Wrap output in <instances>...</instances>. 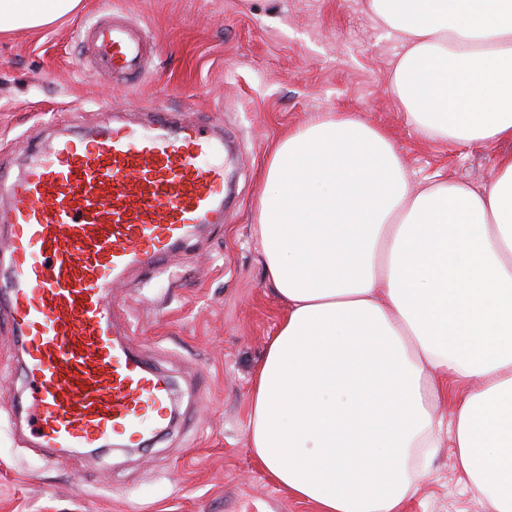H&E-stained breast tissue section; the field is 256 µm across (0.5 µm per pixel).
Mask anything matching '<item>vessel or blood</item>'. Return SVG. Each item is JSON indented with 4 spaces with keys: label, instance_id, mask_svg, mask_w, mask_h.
Returning <instances> with one entry per match:
<instances>
[{
    "label": "vessel or blood",
    "instance_id": "b4317fda",
    "mask_svg": "<svg viewBox=\"0 0 512 512\" xmlns=\"http://www.w3.org/2000/svg\"><path fill=\"white\" fill-rule=\"evenodd\" d=\"M84 39L97 67L139 75L141 27L114 14ZM224 138L203 122L157 109L119 117L0 166L9 199L0 319L24 360L19 402L45 460L66 448H140L174 422L173 388L115 323L112 290L129 272L163 274L200 229L224 221Z\"/></svg>",
    "mask_w": 512,
    "mask_h": 512
}]
</instances>
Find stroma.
<instances>
[{"instance_id":"obj_1","label":"stroma","mask_w":512,"mask_h":512,"mask_svg":"<svg viewBox=\"0 0 512 512\" xmlns=\"http://www.w3.org/2000/svg\"><path fill=\"white\" fill-rule=\"evenodd\" d=\"M146 29L144 75L107 76L84 62L81 33L104 9L83 0L37 31L0 34V161L20 165L34 135L82 128L105 110L132 120L164 106L233 140L236 199L160 277L113 289L127 343L170 380L177 417L135 450H76L48 465L14 405L21 353L0 322V512H315L278 488L248 449V395L288 308L266 274L257 216L267 160L288 131L322 112L387 132L412 183L482 186L497 145L432 140L391 91L401 47L367 0H112ZM402 512H477L453 449L438 450Z\"/></svg>"}]
</instances>
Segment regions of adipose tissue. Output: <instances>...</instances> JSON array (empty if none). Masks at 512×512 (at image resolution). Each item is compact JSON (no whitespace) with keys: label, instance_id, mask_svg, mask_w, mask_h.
I'll return each instance as SVG.
<instances>
[{"label":"adipose tissue","instance_id":"obj_1","mask_svg":"<svg viewBox=\"0 0 512 512\" xmlns=\"http://www.w3.org/2000/svg\"><path fill=\"white\" fill-rule=\"evenodd\" d=\"M81 0H0L36 31ZM393 92L435 140L512 141V0H368ZM480 188L411 185L385 132L328 113L271 153L258 228L288 313L254 373L249 441L317 512H400L441 443L483 512H512V153ZM464 386L450 419L445 377Z\"/></svg>","mask_w":512,"mask_h":512}]
</instances>
